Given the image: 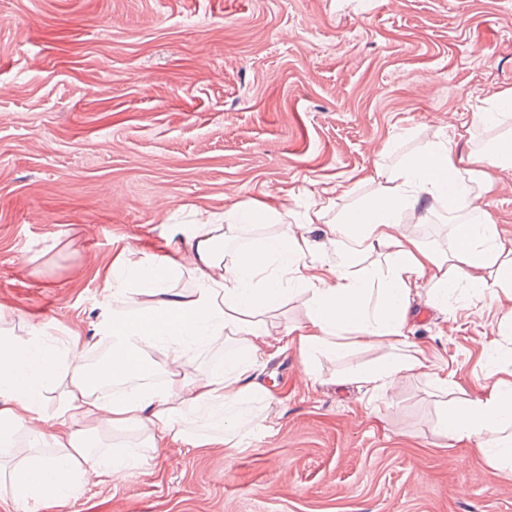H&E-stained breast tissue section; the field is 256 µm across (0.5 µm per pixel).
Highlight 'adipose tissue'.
<instances>
[{
    "instance_id": "ef3b65f1",
    "label": "adipose tissue",
    "mask_w": 512,
    "mask_h": 512,
    "mask_svg": "<svg viewBox=\"0 0 512 512\" xmlns=\"http://www.w3.org/2000/svg\"><path fill=\"white\" fill-rule=\"evenodd\" d=\"M475 161L476 168H467L446 138L403 168L378 170L384 180L381 190L344 225V262L318 274L311 273L306 261L307 239L290 226L250 248L247 259L225 261L218 246L221 231H234L258 218L254 210L238 207L225 212L223 225L194 235L177 258L133 262L106 276L102 286L111 296L131 300L146 292L158 298L144 310L115 312L106 320L102 338L119 342L109 359L110 376L120 382L145 371L147 349L160 348L167 375L160 389L102 399L86 375L81 359L88 345L77 334L60 351L41 341L1 339L0 453L17 455L19 447L34 451L45 444L52 449L46 456L19 457L9 467L0 464V483L10 487L17 512H28L29 503L40 501L63 510L82 481L107 482L135 467L136 455L84 444L79 421L106 431H140L142 447L153 451L166 437L201 448L204 440L187 435L180 418L196 414L228 434L248 422L245 403L268 398L269 392L247 381L246 374L269 357L273 341L304 354L354 345L406 346L404 327L412 298L423 289L422 275L432 280L427 291L433 303L462 284L489 292L491 299L512 302V239H503L488 211L473 206L490 189L494 172L512 167V141L497 142ZM432 206L472 215L470 221L456 224L454 245L446 254L400 231L403 220L424 223ZM376 244L394 248L395 260L377 291L379 302L373 305L364 283L348 276L344 263ZM488 270L493 273L489 279L484 276ZM184 273L196 284L188 298L168 286L171 275ZM290 282L305 286L312 296L306 324L275 334L262 320L240 319L241 311L275 307L283 284ZM229 335L242 344L243 353L226 356L204 381L186 382L181 370L190 355L223 346ZM425 366L419 349L361 371L355 381L366 390L384 391L402 372ZM63 380L68 386L62 405L53 416H44L40 406L45 391ZM438 426L457 443L491 436V445L481 450L483 457L512 467V380H499L466 405L450 406ZM24 471L33 477L23 483L19 475Z\"/></svg>"
}]
</instances>
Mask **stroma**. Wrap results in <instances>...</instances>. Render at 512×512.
<instances>
[{
  "label": "stroma",
  "mask_w": 512,
  "mask_h": 512,
  "mask_svg": "<svg viewBox=\"0 0 512 512\" xmlns=\"http://www.w3.org/2000/svg\"><path fill=\"white\" fill-rule=\"evenodd\" d=\"M509 88L512 0H0V306L16 314L0 334L98 343L118 252L185 247L238 206L259 217L226 256L289 224L308 264L342 263L375 166L407 165L451 124L464 157L512 137V118L463 127ZM477 204L512 238V168ZM392 259L377 245L344 263L374 288ZM311 308L297 286L262 318L294 326ZM511 321L512 304L468 287L417 302L407 329L429 367L387 392L349 378L389 347L308 365L280 351L253 371L272 396L236 446L167 445L81 484L68 512H512V471L438 429L446 401L499 380Z\"/></svg>",
  "instance_id": "1"
}]
</instances>
